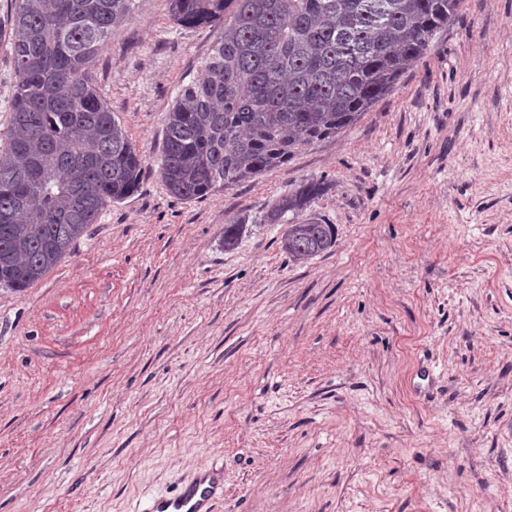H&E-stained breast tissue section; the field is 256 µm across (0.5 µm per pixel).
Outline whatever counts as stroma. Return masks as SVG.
Instances as JSON below:
<instances>
[{
    "label": "stroma",
    "mask_w": 512,
    "mask_h": 512,
    "mask_svg": "<svg viewBox=\"0 0 512 512\" xmlns=\"http://www.w3.org/2000/svg\"><path fill=\"white\" fill-rule=\"evenodd\" d=\"M218 36L142 0L98 58L141 184L0 284V512H132L211 466L215 512H512V0H463L340 135L182 200L165 119ZM308 179L336 244L299 264L268 215Z\"/></svg>",
    "instance_id": "1"
}]
</instances>
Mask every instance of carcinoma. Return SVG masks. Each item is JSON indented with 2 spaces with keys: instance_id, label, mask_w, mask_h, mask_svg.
<instances>
[{
  "instance_id": "carcinoma-1",
  "label": "carcinoma",
  "mask_w": 512,
  "mask_h": 512,
  "mask_svg": "<svg viewBox=\"0 0 512 512\" xmlns=\"http://www.w3.org/2000/svg\"><path fill=\"white\" fill-rule=\"evenodd\" d=\"M139 0H14L16 82L0 149V284L50 272L102 211L139 185L142 157L95 79L102 46ZM184 26L220 29L201 76L166 116L159 176L195 200L283 166L337 136L426 54L462 0H171ZM325 183L307 180L271 212L289 258L333 248L332 225L303 217ZM291 218H286L287 213ZM243 224L224 225L234 248Z\"/></svg>"
}]
</instances>
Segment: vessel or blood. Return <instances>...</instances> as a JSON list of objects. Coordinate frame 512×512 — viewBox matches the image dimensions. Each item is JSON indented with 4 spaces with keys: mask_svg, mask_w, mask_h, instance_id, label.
Masks as SVG:
<instances>
[{
    "mask_svg": "<svg viewBox=\"0 0 512 512\" xmlns=\"http://www.w3.org/2000/svg\"><path fill=\"white\" fill-rule=\"evenodd\" d=\"M223 498V473L203 470L174 492L143 496L134 512H213Z\"/></svg>",
    "mask_w": 512,
    "mask_h": 512,
    "instance_id": "vessel-or-blood-1",
    "label": "vessel or blood"
}]
</instances>
